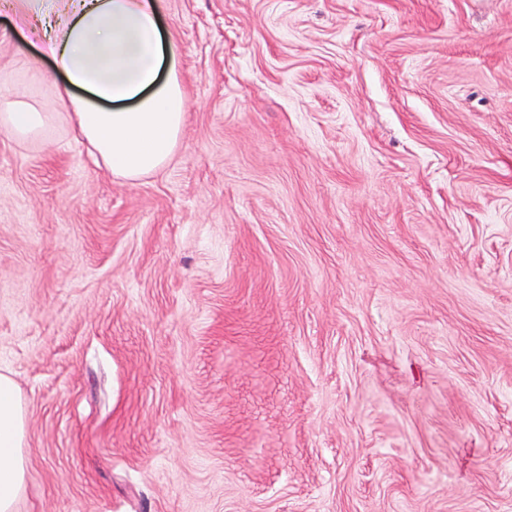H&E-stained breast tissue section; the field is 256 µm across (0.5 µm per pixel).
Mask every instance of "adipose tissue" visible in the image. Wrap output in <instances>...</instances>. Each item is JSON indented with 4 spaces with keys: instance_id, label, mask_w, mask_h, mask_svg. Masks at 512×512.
Returning <instances> with one entry per match:
<instances>
[{
    "instance_id": "1",
    "label": "adipose tissue",
    "mask_w": 512,
    "mask_h": 512,
    "mask_svg": "<svg viewBox=\"0 0 512 512\" xmlns=\"http://www.w3.org/2000/svg\"><path fill=\"white\" fill-rule=\"evenodd\" d=\"M31 78L53 83L56 109L19 101L0 109V133L52 139L67 122L95 163L133 181L163 168L181 134L188 102L178 39L163 30L158 0H70L68 14L39 37ZM49 57L45 72L39 56ZM50 81V80H49ZM25 407L14 381L0 374V512H15L26 486Z\"/></svg>"
}]
</instances>
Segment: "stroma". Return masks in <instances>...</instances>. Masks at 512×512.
Instances as JSON below:
<instances>
[{"label":"stroma","instance_id":"obj_1","mask_svg":"<svg viewBox=\"0 0 512 512\" xmlns=\"http://www.w3.org/2000/svg\"><path fill=\"white\" fill-rule=\"evenodd\" d=\"M161 5L165 167L0 134L15 512H512V0Z\"/></svg>","mask_w":512,"mask_h":512}]
</instances>
